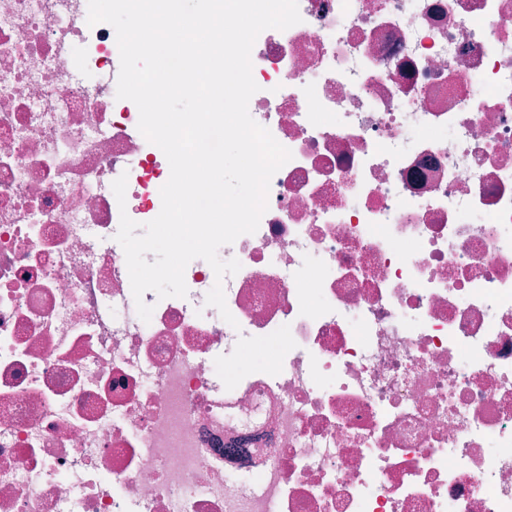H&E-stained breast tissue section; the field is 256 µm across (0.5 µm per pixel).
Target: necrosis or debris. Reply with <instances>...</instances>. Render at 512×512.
Returning <instances> with one entry per match:
<instances>
[{"label": "necrosis or debris", "mask_w": 512, "mask_h": 512, "mask_svg": "<svg viewBox=\"0 0 512 512\" xmlns=\"http://www.w3.org/2000/svg\"><path fill=\"white\" fill-rule=\"evenodd\" d=\"M299 12L251 53L292 158L241 268L146 322L115 236L170 166L115 30L0 0V512H512V0Z\"/></svg>", "instance_id": "obj_1"}]
</instances>
